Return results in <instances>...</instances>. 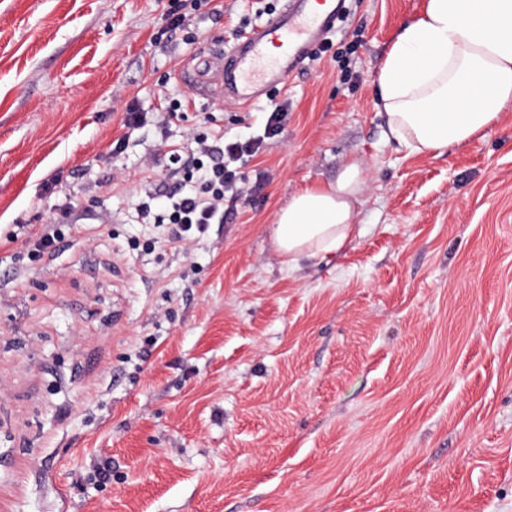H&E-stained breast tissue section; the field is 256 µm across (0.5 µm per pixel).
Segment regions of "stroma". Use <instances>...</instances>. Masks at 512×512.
I'll list each match as a JSON object with an SVG mask.
<instances>
[{"instance_id":"35a3bbf8","label":"stroma","mask_w":512,"mask_h":512,"mask_svg":"<svg viewBox=\"0 0 512 512\" xmlns=\"http://www.w3.org/2000/svg\"><path fill=\"white\" fill-rule=\"evenodd\" d=\"M266 3L201 0L187 44L176 0H0V512H512V105L438 157L386 139L378 69L426 0H351L335 56L252 106L198 96V49ZM282 101L224 223H144L189 132ZM352 161L363 234L282 265L277 211ZM144 123L142 114L137 110L136 107H129L126 117L124 119L123 127L127 130L124 134L119 136L117 139L112 141V153L113 155L120 154L123 152L125 142L129 134L139 129ZM60 228L44 229L35 231L28 238L29 253L34 257L49 255L55 251L56 244L63 238Z\"/></svg>"}]
</instances>
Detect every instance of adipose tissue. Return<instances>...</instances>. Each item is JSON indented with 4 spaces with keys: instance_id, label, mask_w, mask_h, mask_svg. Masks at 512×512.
I'll use <instances>...</instances> for the list:
<instances>
[{
    "instance_id": "1",
    "label": "adipose tissue",
    "mask_w": 512,
    "mask_h": 512,
    "mask_svg": "<svg viewBox=\"0 0 512 512\" xmlns=\"http://www.w3.org/2000/svg\"><path fill=\"white\" fill-rule=\"evenodd\" d=\"M386 136L408 154L473 141L512 103V0H427L392 41L378 75ZM366 169L295 193L273 242L285 266L339 250L357 231Z\"/></svg>"
}]
</instances>
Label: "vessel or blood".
<instances>
[{
    "instance_id": "obj_1",
    "label": "vessel or blood",
    "mask_w": 512,
    "mask_h": 512,
    "mask_svg": "<svg viewBox=\"0 0 512 512\" xmlns=\"http://www.w3.org/2000/svg\"><path fill=\"white\" fill-rule=\"evenodd\" d=\"M345 0H282L279 12L242 33L230 50L199 53L193 80L203 97L246 107L286 83L336 27Z\"/></svg>"
}]
</instances>
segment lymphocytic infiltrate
I'll return each instance as SVG.
<instances>
[{"label": "lymphocytic infiltrate", "mask_w": 512, "mask_h": 512, "mask_svg": "<svg viewBox=\"0 0 512 512\" xmlns=\"http://www.w3.org/2000/svg\"><path fill=\"white\" fill-rule=\"evenodd\" d=\"M287 119L288 105L282 102L268 112L263 134L230 141L220 135L194 136L195 147L188 156L169 157L172 172L181 175L185 190L156 205L141 202L140 216L167 225L169 241L180 244L205 233L209 225L223 223L225 199H239L247 193L243 165L262 153L267 139L275 137Z\"/></svg>", "instance_id": "1"}]
</instances>
